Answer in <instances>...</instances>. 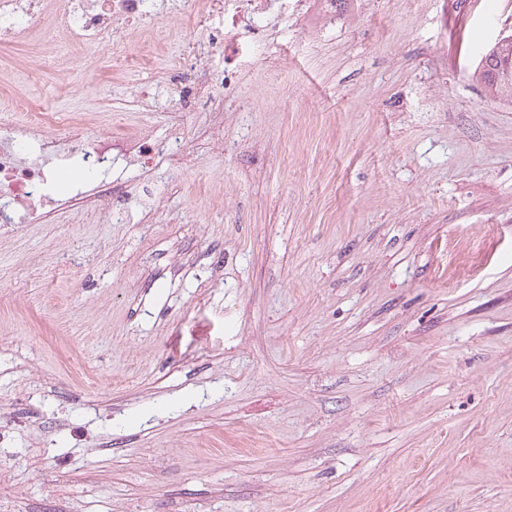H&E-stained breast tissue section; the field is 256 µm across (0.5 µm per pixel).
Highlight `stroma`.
<instances>
[{"label":"stroma","mask_w":512,"mask_h":512,"mask_svg":"<svg viewBox=\"0 0 512 512\" xmlns=\"http://www.w3.org/2000/svg\"><path fill=\"white\" fill-rule=\"evenodd\" d=\"M512 0L257 23L192 166L0 235V512H512ZM0 46V97L164 142L170 52ZM476 76L489 91L512 97V34L498 39L477 64Z\"/></svg>","instance_id":"1"}]
</instances>
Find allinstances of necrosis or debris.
<instances>
[{
	"instance_id": "1",
	"label": "necrosis or debris",
	"mask_w": 512,
	"mask_h": 512,
	"mask_svg": "<svg viewBox=\"0 0 512 512\" xmlns=\"http://www.w3.org/2000/svg\"><path fill=\"white\" fill-rule=\"evenodd\" d=\"M46 0H0V45L7 46L34 31L46 41L57 38L110 50L114 68L149 61V49L179 42L169 65L168 81L177 84L186 64L198 72L193 87L180 90L181 98L209 97L213 103L211 122L224 125V103L217 94L224 73L210 68L213 56L231 51L239 54L250 43L248 33L273 11L285 12L288 0H199L187 9L184 0L160 7L157 0H67L54 26L42 30ZM186 25L188 36H180L169 16ZM152 21L144 51L132 57L128 47L137 35L136 24ZM181 24V25H182ZM166 156L172 167L186 166L184 151H160L149 137L98 130L93 114L69 117L40 112L26 98L14 95L0 99V232L21 224H41L60 207L54 186L58 171L78 167L88 179L112 168L114 157L147 165L156 156Z\"/></svg>"
}]
</instances>
